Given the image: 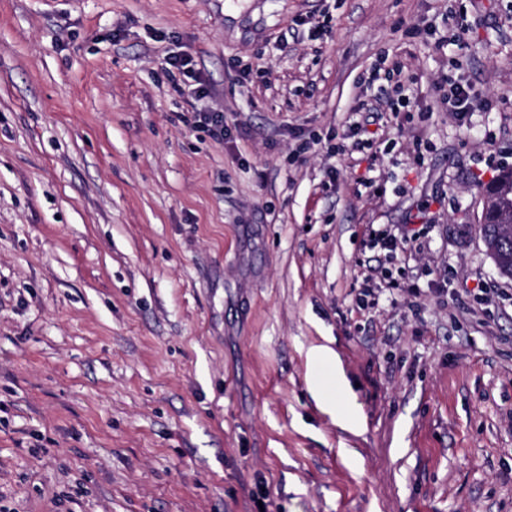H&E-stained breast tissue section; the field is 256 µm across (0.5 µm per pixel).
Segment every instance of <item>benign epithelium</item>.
<instances>
[{
    "label": "benign epithelium",
    "instance_id": "7a95c632",
    "mask_svg": "<svg viewBox=\"0 0 512 512\" xmlns=\"http://www.w3.org/2000/svg\"><path fill=\"white\" fill-rule=\"evenodd\" d=\"M485 210L492 212L497 225L495 237L483 238L498 272L512 279V174L502 173L483 188Z\"/></svg>",
    "mask_w": 512,
    "mask_h": 512
}]
</instances>
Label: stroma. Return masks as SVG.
<instances>
[{
    "label": "stroma",
    "instance_id": "1",
    "mask_svg": "<svg viewBox=\"0 0 512 512\" xmlns=\"http://www.w3.org/2000/svg\"><path fill=\"white\" fill-rule=\"evenodd\" d=\"M508 168L512 0H0V512H512ZM173 54H170L168 57L167 63L175 70L178 71L179 74H181L183 77L187 79H191L195 84H187L185 80L183 81L185 86L188 87V91L191 95H194L195 97L203 98L206 96L207 91L206 88L203 86L199 73L197 72L196 63L195 61L185 55L178 54L175 52H172ZM198 85L197 87L191 88L192 86ZM395 92H397L399 97L395 100L393 97H383L378 98V101H376V105H372L368 112L371 114L369 118H372V122L377 121L381 118L382 113L379 112H399L398 105L401 106H408V97L405 93V86L402 83H398L395 89ZM444 104L448 105V111L463 114L475 112L482 104L470 92L468 85L454 83L449 85L448 93L444 97ZM486 198L485 211L490 210L495 218L497 233L494 238H482L486 250L498 272L512 279V253L507 246L512 245V174L501 173L483 188ZM511 247V246H510Z\"/></svg>",
    "mask_w": 512,
    "mask_h": 512
}]
</instances>
